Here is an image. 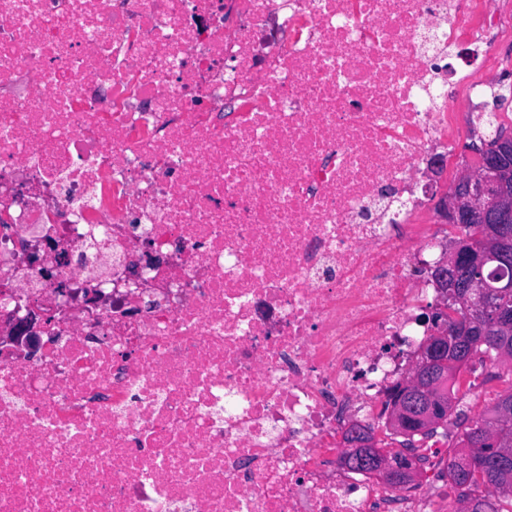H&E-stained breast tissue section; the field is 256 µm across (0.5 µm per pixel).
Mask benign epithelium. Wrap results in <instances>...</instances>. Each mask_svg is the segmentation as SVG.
I'll return each mask as SVG.
<instances>
[{
    "mask_svg": "<svg viewBox=\"0 0 512 512\" xmlns=\"http://www.w3.org/2000/svg\"><path fill=\"white\" fill-rule=\"evenodd\" d=\"M480 165L472 173L463 174L450 196L441 204L444 219L450 224H469L477 221L489 225L487 233L493 242L478 238H464L443 249L441 262L434 266L435 277L454 299L469 311L468 321L458 327L457 336H465L472 327L482 335L498 339L512 332V307H490L487 296L492 278L485 277L483 269L490 261H512V169L504 168L501 156L512 151V135L481 144H472ZM448 366V331L440 329L420 350V357L410 375L401 382L400 393L391 400L389 413L393 423L404 433L418 431L423 422L437 420V408L430 399L435 378ZM500 439L497 431L481 430L476 434L475 447L469 455L468 470L479 472L489 481L498 471L512 464V456L486 446ZM343 441L345 456H361L366 473L392 485L415 483L421 477V468L410 454L396 457L380 447L376 437L363 435L351 427Z\"/></svg>",
    "mask_w": 512,
    "mask_h": 512,
    "instance_id": "7a95c632",
    "label": "benign epithelium"
}]
</instances>
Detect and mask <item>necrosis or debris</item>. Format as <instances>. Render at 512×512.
Masks as SVG:
<instances>
[{
    "label": "necrosis or debris",
    "mask_w": 512,
    "mask_h": 512,
    "mask_svg": "<svg viewBox=\"0 0 512 512\" xmlns=\"http://www.w3.org/2000/svg\"><path fill=\"white\" fill-rule=\"evenodd\" d=\"M507 26L0 0V512H437L339 471L337 437L432 334L430 166L496 88L441 62L494 69ZM479 63L480 58L474 47L469 43L461 42L451 50L442 64H445L448 69V80H452L461 73L477 67Z\"/></svg>",
    "instance_id": "4bbe7bcc"
}]
</instances>
